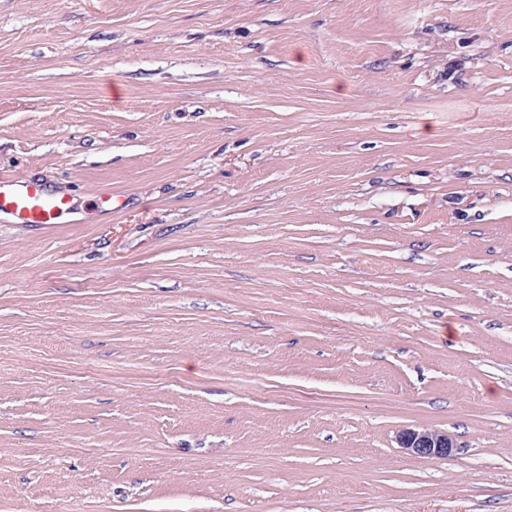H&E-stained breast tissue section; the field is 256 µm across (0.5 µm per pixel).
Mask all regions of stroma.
<instances>
[{"label": "stroma", "mask_w": 512, "mask_h": 512, "mask_svg": "<svg viewBox=\"0 0 512 512\" xmlns=\"http://www.w3.org/2000/svg\"><path fill=\"white\" fill-rule=\"evenodd\" d=\"M0 170V505L512 512V0H0ZM76 205L69 190L53 187L42 178L0 174L2 224H62ZM401 448L421 458L438 459L450 455L454 447L447 435L441 434L425 426L407 427L398 435Z\"/></svg>", "instance_id": "35a3bbf8"}]
</instances>
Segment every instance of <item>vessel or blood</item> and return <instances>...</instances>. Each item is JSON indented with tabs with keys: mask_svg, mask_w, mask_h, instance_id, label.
<instances>
[{
	"mask_svg": "<svg viewBox=\"0 0 512 512\" xmlns=\"http://www.w3.org/2000/svg\"><path fill=\"white\" fill-rule=\"evenodd\" d=\"M72 193L35 177L0 174V222L53 225L73 212Z\"/></svg>",
	"mask_w": 512,
	"mask_h": 512,
	"instance_id": "obj_1",
	"label": "vessel or blood"
}]
</instances>
